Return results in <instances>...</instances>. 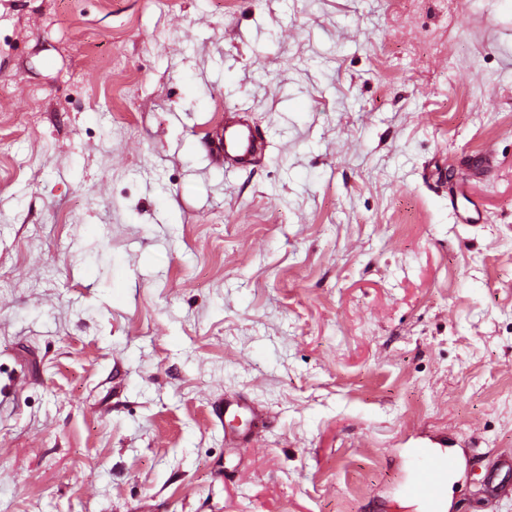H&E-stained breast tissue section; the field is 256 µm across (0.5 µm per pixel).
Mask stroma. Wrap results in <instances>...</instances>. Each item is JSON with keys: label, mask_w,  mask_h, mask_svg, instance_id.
Returning <instances> with one entry per match:
<instances>
[{"label": "stroma", "mask_w": 512, "mask_h": 512, "mask_svg": "<svg viewBox=\"0 0 512 512\" xmlns=\"http://www.w3.org/2000/svg\"><path fill=\"white\" fill-rule=\"evenodd\" d=\"M3 83L0 512H512V0H0ZM268 143L240 112L224 114V128L216 134L210 154L224 169L248 168L265 158ZM213 413L224 423V444L228 448H244L248 441V430L254 431L264 423L262 411L244 398L224 396V403L214 406ZM240 416H245L249 423V427L243 431L233 424ZM414 467L407 485V495L415 500L420 512H444L448 505V476L454 459L445 451L412 448Z\"/></svg>", "instance_id": "obj_1"}]
</instances>
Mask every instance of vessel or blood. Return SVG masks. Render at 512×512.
Listing matches in <instances>:
<instances>
[{"label":"vessel or blood","instance_id":"vessel-or-blood-1","mask_svg":"<svg viewBox=\"0 0 512 512\" xmlns=\"http://www.w3.org/2000/svg\"><path fill=\"white\" fill-rule=\"evenodd\" d=\"M268 143L251 126L245 115L228 112L224 128L213 141L210 154L214 163L225 168H248L264 159ZM215 417L224 424V444L229 448L245 447L248 430L264 423L262 411L243 398H228L213 408ZM246 417L249 428L240 430L235 421ZM414 467L407 485V495L415 500L420 512H444L448 505V477L454 459L445 451L414 448L410 451Z\"/></svg>","mask_w":512,"mask_h":512}]
</instances>
